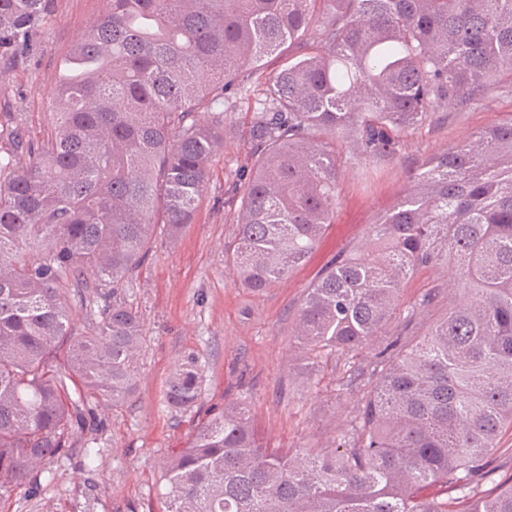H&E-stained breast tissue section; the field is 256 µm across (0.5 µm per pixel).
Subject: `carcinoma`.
<instances>
[{
	"mask_svg": "<svg viewBox=\"0 0 512 512\" xmlns=\"http://www.w3.org/2000/svg\"><path fill=\"white\" fill-rule=\"evenodd\" d=\"M52 0H0V56L26 49ZM281 59L265 73L263 61ZM39 140L12 129L0 158V497L40 478L83 399L134 396L145 336L126 296L156 238L193 223L224 112L253 100L255 145L224 262L262 292L305 265L336 220V139L364 165L393 159L446 108L512 77V0H108L71 48ZM454 268L448 313L373 353L376 380L332 450L289 455L257 436L242 399L201 421L163 464L162 512H512V478L484 465L512 430V121L423 161L364 242L306 288L291 332L308 380L358 359L432 295L404 282ZM108 301L71 332L64 285ZM204 365L170 375L166 406L193 408Z\"/></svg>",
	"mask_w": 512,
	"mask_h": 512,
	"instance_id": "cac0c4a2",
	"label": "carcinoma"
}]
</instances>
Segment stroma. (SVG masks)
<instances>
[{
  "instance_id": "1",
  "label": "stroma",
  "mask_w": 512,
  "mask_h": 512,
  "mask_svg": "<svg viewBox=\"0 0 512 512\" xmlns=\"http://www.w3.org/2000/svg\"><path fill=\"white\" fill-rule=\"evenodd\" d=\"M106 7L107 0H53L33 55L0 59V124L18 115L31 138L41 137L48 125L44 103L60 62L88 21ZM510 117L512 90L507 88L479 96L467 111L444 110L412 132L396 158L375 163L370 177L348 144H341L335 224L287 281L254 293L239 287L224 265L236 244V193L253 153L245 111L227 113L224 150L211 162L192 224L176 241L159 237L127 293L145 332L134 398L118 410L86 401L69 448L46 463L40 482L0 498V512H159L165 459L185 446L197 423L242 395L268 448L338 446L361 393L342 355L315 380L296 379L303 353L290 332L305 288L362 242L369 224L396 200L424 159ZM450 276L443 267L419 271L402 292L404 302L438 287L429 313L437 319L448 308ZM190 353L205 365V393L191 410L168 409L163 403L167 380Z\"/></svg>"
}]
</instances>
